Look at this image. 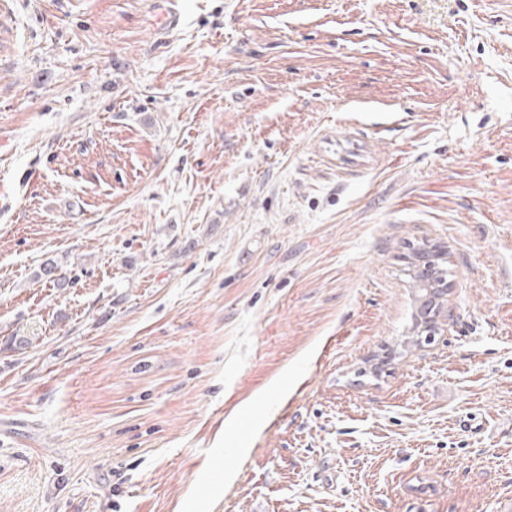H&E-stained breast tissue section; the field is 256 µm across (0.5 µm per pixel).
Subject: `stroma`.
<instances>
[{"mask_svg":"<svg viewBox=\"0 0 512 512\" xmlns=\"http://www.w3.org/2000/svg\"><path fill=\"white\" fill-rule=\"evenodd\" d=\"M0 512H512V0H0Z\"/></svg>","mask_w":512,"mask_h":512,"instance_id":"35a3bbf8","label":"stroma"}]
</instances>
